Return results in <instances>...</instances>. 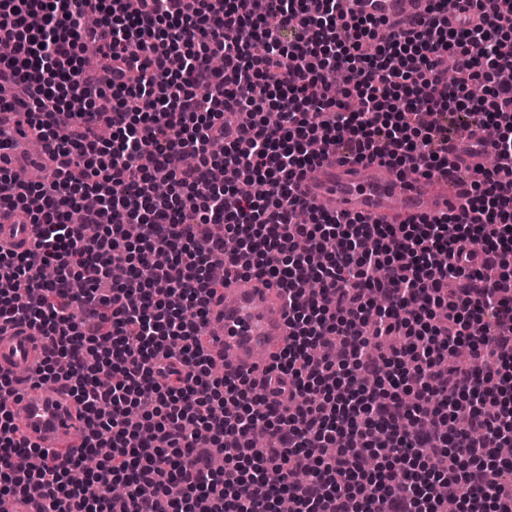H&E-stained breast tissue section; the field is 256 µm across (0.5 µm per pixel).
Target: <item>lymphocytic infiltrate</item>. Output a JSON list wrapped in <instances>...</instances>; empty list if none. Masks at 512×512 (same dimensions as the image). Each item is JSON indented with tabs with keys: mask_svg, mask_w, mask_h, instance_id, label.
I'll return each instance as SVG.
<instances>
[{
	"mask_svg": "<svg viewBox=\"0 0 512 512\" xmlns=\"http://www.w3.org/2000/svg\"><path fill=\"white\" fill-rule=\"evenodd\" d=\"M457 9L371 50L380 20L341 0H0V85L59 162L38 184L0 170V211L38 227L31 249H0V324L41 331L33 378L68 382L87 424L58 467L0 405V500L281 512L283 487L290 512H512V84L493 82L512 68V0ZM337 68L340 90L323 81ZM462 116L496 127L478 147L498 159L464 206L294 223L320 154L449 172ZM235 276L288 296L286 400L228 381L199 340ZM462 346L477 366L449 362ZM96 452L89 495L71 475Z\"/></svg>",
	"mask_w": 512,
	"mask_h": 512,
	"instance_id": "obj_1",
	"label": "lymphocytic infiltrate"
}]
</instances>
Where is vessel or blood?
Masks as SVG:
<instances>
[{
	"instance_id": "b4317fda",
	"label": "vessel or blood",
	"mask_w": 512,
	"mask_h": 512,
	"mask_svg": "<svg viewBox=\"0 0 512 512\" xmlns=\"http://www.w3.org/2000/svg\"><path fill=\"white\" fill-rule=\"evenodd\" d=\"M428 0H343L346 17L416 21ZM31 127L0 120V168L24 167L30 181H42L54 160L47 150L30 153ZM307 205L329 213L362 215L370 222L402 224L427 214L446 212L458 203L462 189L445 173L404 176L380 161H346L328 153L299 184ZM31 224L0 223V241L28 249L35 240ZM202 339L206 352L223 365L227 377L259 379L272 357L288 343V313L280 288L254 277H240L210 304ZM44 340L26 325L0 331V374L18 377L44 357ZM18 434L29 446L50 452L54 462L77 455L85 435L84 419L69 389L60 383L8 400Z\"/></svg>"
}]
</instances>
